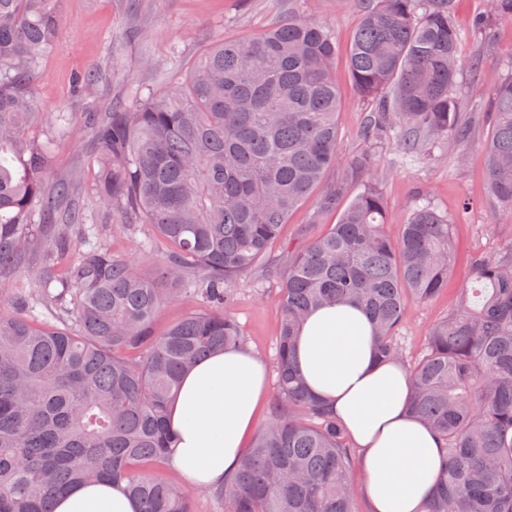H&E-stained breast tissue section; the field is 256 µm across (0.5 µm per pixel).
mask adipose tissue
<instances>
[{
	"mask_svg": "<svg viewBox=\"0 0 512 512\" xmlns=\"http://www.w3.org/2000/svg\"><path fill=\"white\" fill-rule=\"evenodd\" d=\"M296 362L360 448L362 491L371 512H421L440 469L437 435L407 405L412 380L373 352V330L343 304L312 314L296 339ZM267 396L263 364L249 351L218 352L186 373L169 407L176 438L170 464L192 487L213 488L236 470ZM123 486L95 482L60 498L54 512H139Z\"/></svg>",
	"mask_w": 512,
	"mask_h": 512,
	"instance_id": "adipose-tissue-1",
	"label": "adipose tissue"
}]
</instances>
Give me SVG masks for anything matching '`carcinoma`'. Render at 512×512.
<instances>
[{"mask_svg": "<svg viewBox=\"0 0 512 512\" xmlns=\"http://www.w3.org/2000/svg\"><path fill=\"white\" fill-rule=\"evenodd\" d=\"M57 2L0 0V281L34 263L36 296L56 311L39 320L0 300V512H53L58 496L99 480L125 484L140 512H195L188 489L149 473L174 447L168 404L190 367L245 345L236 282L267 261L339 161L336 40L324 23L290 17L207 49L161 98L87 114L100 203L127 231L151 227L139 250L158 266L152 278L107 244L81 250L72 184L43 180L53 144L31 131L52 113L36 103L32 71L55 44ZM450 2L366 0L347 54L358 92L378 104L366 140L393 133L414 157L427 138L468 139L472 118L453 92L466 34ZM490 13L512 21V0H490ZM490 120L489 197L512 210V73L493 89ZM371 167L368 153L352 159L317 198L319 212L350 198L336 224L302 249L282 246L278 408L213 490L224 512H355L354 447L293 357L305 319L341 304L368 316L375 356L404 365L409 411L442 441L424 512H512V239L473 256L456 307L408 363L400 331L410 304L448 286L453 224L427 203L391 239ZM160 241L170 250L157 259ZM180 297L204 308L155 333Z\"/></svg>", "mask_w": 512, "mask_h": 512, "instance_id": "1", "label": "carcinoma"}]
</instances>
